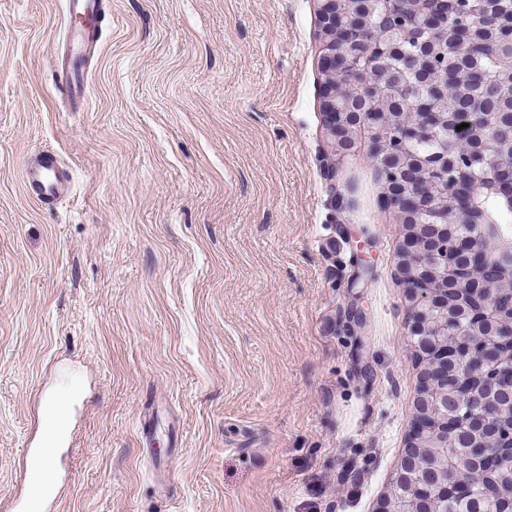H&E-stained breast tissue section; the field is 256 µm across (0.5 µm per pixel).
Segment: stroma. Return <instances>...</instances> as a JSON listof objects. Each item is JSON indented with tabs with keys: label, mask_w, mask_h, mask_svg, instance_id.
Here are the masks:
<instances>
[{
	"label": "stroma",
	"mask_w": 512,
	"mask_h": 512,
	"mask_svg": "<svg viewBox=\"0 0 512 512\" xmlns=\"http://www.w3.org/2000/svg\"><path fill=\"white\" fill-rule=\"evenodd\" d=\"M103 12L73 110L62 0H0V512L53 437L50 512H374L419 365L364 131L323 165L316 0ZM71 177L58 156L43 150L25 160L23 187L28 199L40 208L53 207L70 187Z\"/></svg>",
	"instance_id": "stroma-1"
}]
</instances>
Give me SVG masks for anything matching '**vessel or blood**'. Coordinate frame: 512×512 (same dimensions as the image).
Here are the masks:
<instances>
[{"label":"vessel or blood","mask_w":512,"mask_h":512,"mask_svg":"<svg viewBox=\"0 0 512 512\" xmlns=\"http://www.w3.org/2000/svg\"><path fill=\"white\" fill-rule=\"evenodd\" d=\"M67 40L53 64L69 103L81 102L89 80V66L97 54L102 0H65ZM71 177L58 156L43 150L26 159L23 187L28 199L41 208L53 207L67 193Z\"/></svg>","instance_id":"b4317fda"}]
</instances>
